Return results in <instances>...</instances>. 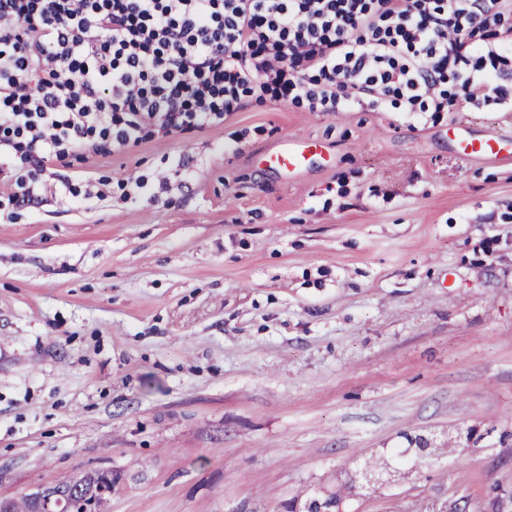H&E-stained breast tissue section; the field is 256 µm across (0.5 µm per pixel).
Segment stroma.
Wrapping results in <instances>:
<instances>
[{"instance_id":"35a3bbf8","label":"stroma","mask_w":512,"mask_h":512,"mask_svg":"<svg viewBox=\"0 0 512 512\" xmlns=\"http://www.w3.org/2000/svg\"><path fill=\"white\" fill-rule=\"evenodd\" d=\"M452 128L512 134V110L250 101L51 163L36 203L0 207V498L112 469L109 512H287L421 434L465 452L347 512H494L512 495V161L460 158ZM290 136L329 159L259 166Z\"/></svg>"}]
</instances>
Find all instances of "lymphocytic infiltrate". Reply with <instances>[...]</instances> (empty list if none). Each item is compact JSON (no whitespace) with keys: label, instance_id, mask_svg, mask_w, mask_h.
I'll use <instances>...</instances> for the list:
<instances>
[{"label":"lymphocytic infiltrate","instance_id":"f902f5d3","mask_svg":"<svg viewBox=\"0 0 512 512\" xmlns=\"http://www.w3.org/2000/svg\"><path fill=\"white\" fill-rule=\"evenodd\" d=\"M258 95L312 112L512 103V0H0L6 201L51 160L188 132Z\"/></svg>","mask_w":512,"mask_h":512}]
</instances>
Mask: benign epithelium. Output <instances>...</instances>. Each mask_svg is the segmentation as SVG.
<instances>
[{
  "instance_id": "1",
  "label": "benign epithelium",
  "mask_w": 512,
  "mask_h": 512,
  "mask_svg": "<svg viewBox=\"0 0 512 512\" xmlns=\"http://www.w3.org/2000/svg\"><path fill=\"white\" fill-rule=\"evenodd\" d=\"M402 468L393 466L380 473L359 472L352 479V496L367 497L382 486L398 481ZM115 474L102 471L78 477L68 486L48 485L28 494L33 512H106L112 498ZM295 512H344L342 502L322 489L307 493Z\"/></svg>"
}]
</instances>
